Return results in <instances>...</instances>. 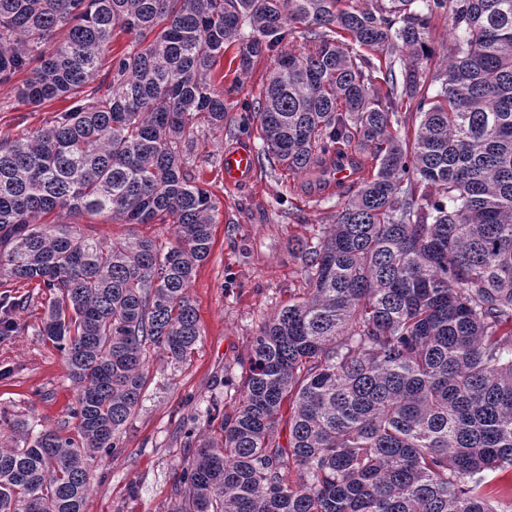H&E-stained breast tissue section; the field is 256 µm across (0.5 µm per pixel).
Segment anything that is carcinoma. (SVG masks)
Masks as SVG:
<instances>
[{
	"mask_svg": "<svg viewBox=\"0 0 512 512\" xmlns=\"http://www.w3.org/2000/svg\"><path fill=\"white\" fill-rule=\"evenodd\" d=\"M439 15L452 47L429 77ZM296 31L312 51L288 49ZM231 45L238 74L276 61L241 105L261 171L352 163V143L375 166L317 242L295 244L307 293L261 326L238 406L213 434L187 423L173 512L512 505V0H0V84L23 74V104L70 101L0 138V277L43 291L40 335L77 385L61 427L0 412L24 439L0 448V512H84L148 354L183 363L201 336L189 288L220 201L188 156L196 115L219 131L234 107L238 79L215 88ZM69 215L174 224L177 239L103 241Z\"/></svg>",
	"mask_w": 512,
	"mask_h": 512,
	"instance_id": "cac0c4a2",
	"label": "carcinoma"
}]
</instances>
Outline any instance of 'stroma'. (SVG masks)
<instances>
[{
    "label": "stroma",
    "mask_w": 512,
    "mask_h": 512,
    "mask_svg": "<svg viewBox=\"0 0 512 512\" xmlns=\"http://www.w3.org/2000/svg\"><path fill=\"white\" fill-rule=\"evenodd\" d=\"M66 107L61 100L25 105L18 102L14 85H0V138L44 127ZM239 121V112H229L223 132L216 135L208 133L207 121H200L206 145L192 161L196 175L221 201L211 253L197 267L189 290L200 340L182 363L152 354V383L126 427L122 448L89 471L84 512H172L178 474L192 454L183 437L188 420L214 396L220 413L237 407L240 377L249 368L260 326L303 291V264L289 252V242L317 240L331 224L338 201L357 188V179L340 185L332 172L317 167L301 175L280 168L256 171L245 181L225 183L226 152L262 148L259 130L239 131ZM78 224L106 241L131 231L163 243L176 239L172 224L129 226L84 217ZM21 297L27 306L11 312L18 330L0 336V411L38 430L52 428L66 419L76 387L64 356L39 334L40 290L0 278V301Z\"/></svg>",
    "instance_id": "stroma-1"
}]
</instances>
